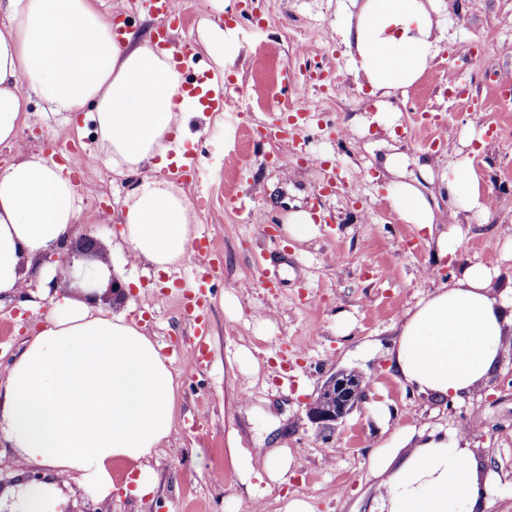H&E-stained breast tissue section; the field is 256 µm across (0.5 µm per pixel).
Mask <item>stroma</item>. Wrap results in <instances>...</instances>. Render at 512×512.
Returning <instances> with one entry per match:
<instances>
[{
	"mask_svg": "<svg viewBox=\"0 0 512 512\" xmlns=\"http://www.w3.org/2000/svg\"><path fill=\"white\" fill-rule=\"evenodd\" d=\"M181 10L175 45L189 48L195 64L186 80L216 67L199 44L202 20L237 32L236 49L224 53L226 79L237 87L228 112L204 111L188 124L185 151L202 161L196 178H181L172 164L132 175L87 165L86 152L98 149L91 112L52 114L35 97L20 117L27 155L64 167L77 185L80 214L93 219L79 233L99 242L97 261L130 282L123 301L102 293V308L142 327L174 378L173 434L149 460L154 494L124 495L131 466L116 462V490L103 503L71 473L65 512H251L229 461L232 438L291 455L286 482L264 487L265 512H285L293 499L312 512H370L380 504L373 455L410 428L465 429L467 447L499 479L486 512H512V353L458 402L404 385L389 359L404 313L463 268L480 264L512 277V238L503 233L512 226V0H430L435 57L388 113L359 88L343 43L353 0H224L220 8L181 0ZM314 28L320 38L300 54L298 42ZM465 41L472 56H455ZM450 69L487 111L449 98L439 76ZM303 101L313 112L309 154L300 158L280 130L291 124L286 105ZM395 150L407 156L405 181L455 223L425 231L394 212L384 164ZM465 161L482 176L479 205L469 210L447 187ZM153 182L184 192L197 216L190 236L205 239L217 267L200 367L181 354L194 340L182 316L185 276L202 267L186 259L164 272L128 259L119 212L133 186ZM298 208L320 214L311 241H291L282 230ZM454 228V254L437 259L439 237ZM46 313L0 302V377ZM340 370L371 385L364 402L324 431L307 406Z\"/></svg>",
	"mask_w": 512,
	"mask_h": 512,
	"instance_id": "obj_1",
	"label": "stroma"
}]
</instances>
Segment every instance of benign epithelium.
Listing matches in <instances>:
<instances>
[{
  "label": "benign epithelium",
  "mask_w": 512,
  "mask_h": 512,
  "mask_svg": "<svg viewBox=\"0 0 512 512\" xmlns=\"http://www.w3.org/2000/svg\"><path fill=\"white\" fill-rule=\"evenodd\" d=\"M98 241L90 237L79 238V245L70 248L59 256L47 255L44 260L60 262L63 267L73 264L74 252L94 254L98 252ZM365 376L358 372H339L329 376L319 389L317 397L309 406L310 420L323 430L335 428L336 423L348 415L359 403L366 399Z\"/></svg>",
  "instance_id": "obj_1"
}]
</instances>
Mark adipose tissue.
<instances>
[{"mask_svg": "<svg viewBox=\"0 0 512 512\" xmlns=\"http://www.w3.org/2000/svg\"><path fill=\"white\" fill-rule=\"evenodd\" d=\"M99 0H0V144L18 146L19 119L31 96L48 111L92 106L101 158L131 173L167 166L174 133L201 111L185 92L173 54L150 41L118 43ZM344 41L354 49L356 75L385 99L413 86L434 58L432 21L423 0H364ZM72 182L56 164L22 157L0 170V297L24 285L47 286L42 258L63 253L77 234L80 210ZM393 206L406 223L425 228L437 216L414 185H395ZM196 217L184 197L146 185L123 213L132 258L158 270L191 252ZM91 287L57 294L41 329L15 356L0 382V440L15 452L18 492L12 512H57L61 485L79 472L87 492L112 494V462L135 464L129 493L155 491L147 465L173 432V376L160 350L135 322L96 304L109 271L95 264ZM483 266L464 268L450 287L436 289L408 311L392 351L398 380L422 393L455 401L470 396L512 350V279L493 290ZM464 430L415 434L375 459L380 512H485L495 477L483 471ZM234 468L250 496L260 480H284L286 449L255 462L230 446ZM46 468L25 482L29 468Z\"/></svg>", "mask_w": 512, "mask_h": 512, "instance_id": "adipose-tissue-1", "label": "adipose tissue"}]
</instances>
